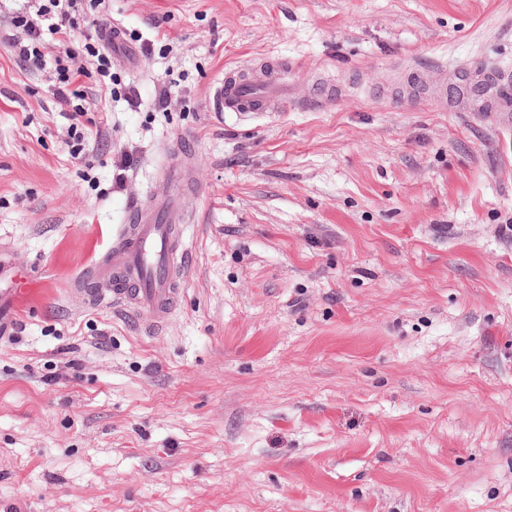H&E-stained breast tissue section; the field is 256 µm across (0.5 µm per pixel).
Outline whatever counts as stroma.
<instances>
[{
	"label": "stroma",
	"instance_id": "1",
	"mask_svg": "<svg viewBox=\"0 0 512 512\" xmlns=\"http://www.w3.org/2000/svg\"><path fill=\"white\" fill-rule=\"evenodd\" d=\"M0 0V512H512V126L405 71L512 69V0H85L138 54L84 149ZM288 62L316 112L212 111ZM167 107H159L160 96ZM191 156L177 311L72 292Z\"/></svg>",
	"mask_w": 512,
	"mask_h": 512
}]
</instances>
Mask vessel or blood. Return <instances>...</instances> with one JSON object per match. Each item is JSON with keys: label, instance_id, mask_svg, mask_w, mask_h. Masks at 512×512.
Returning <instances> with one entry per match:
<instances>
[{"label": "vessel or blood", "instance_id": "obj_1", "mask_svg": "<svg viewBox=\"0 0 512 512\" xmlns=\"http://www.w3.org/2000/svg\"><path fill=\"white\" fill-rule=\"evenodd\" d=\"M286 63L259 60L225 73L211 92L216 112L257 114L288 112L295 105ZM485 112H512V71L478 68ZM183 169L167 171L153 205L133 207L126 224L112 234V247L90 275L87 294L92 307L118 306L132 314L148 334L158 333L179 305L177 271L188 258L184 232L177 216L186 200Z\"/></svg>", "mask_w": 512, "mask_h": 512}]
</instances>
